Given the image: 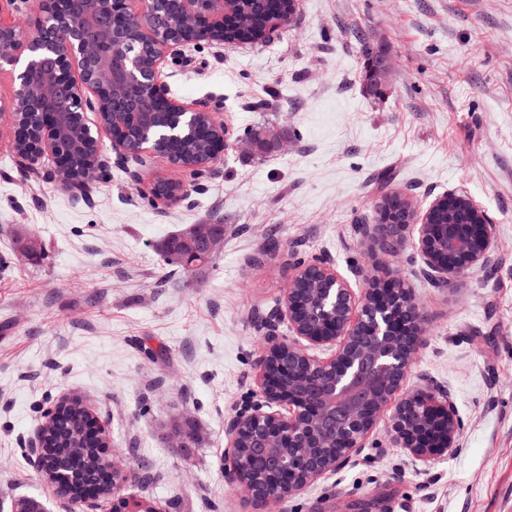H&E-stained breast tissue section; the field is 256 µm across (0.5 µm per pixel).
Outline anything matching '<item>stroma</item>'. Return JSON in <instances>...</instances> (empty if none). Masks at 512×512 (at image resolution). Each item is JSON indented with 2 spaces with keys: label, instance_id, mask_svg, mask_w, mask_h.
Here are the masks:
<instances>
[{
  "label": "stroma",
  "instance_id": "1",
  "mask_svg": "<svg viewBox=\"0 0 512 512\" xmlns=\"http://www.w3.org/2000/svg\"><path fill=\"white\" fill-rule=\"evenodd\" d=\"M365 41L391 67L380 99L361 79ZM161 78L222 114L231 144L211 173L111 153L74 190L52 155L21 172L0 131V512L21 496L65 512L26 450L36 404L76 395L126 460V495L175 512H512V0H298L273 40L181 44ZM254 127L278 148L242 147ZM159 178L182 182V200H156ZM448 193L490 216L496 247L439 286L416 227L392 260L369 233L384 196L421 214ZM194 224L223 225L224 242L185 278L162 247ZM19 236L42 243L38 260ZM315 256L357 295L368 276L405 281L426 332L401 391L441 390L458 436L425 465L382 413L336 471L257 507L223 469L225 426L254 399L261 320L294 262ZM176 420L196 427L195 446L169 442Z\"/></svg>",
  "mask_w": 512,
  "mask_h": 512
}]
</instances>
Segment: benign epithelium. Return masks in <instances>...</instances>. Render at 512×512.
<instances>
[{
  "instance_id": "obj_1",
  "label": "benign epithelium",
  "mask_w": 512,
  "mask_h": 512,
  "mask_svg": "<svg viewBox=\"0 0 512 512\" xmlns=\"http://www.w3.org/2000/svg\"><path fill=\"white\" fill-rule=\"evenodd\" d=\"M23 0H0V71L8 65L16 67L22 57H31L45 50L48 57L27 61L23 70L14 75L15 90L8 101L0 100V118H7L12 133L13 152L24 167L35 164L49 153L57 156L60 135L57 129L58 113L49 104L53 90L63 84L75 104L86 142L90 146L80 173L69 184L83 186L105 165L103 137H108L112 152L121 158L153 155L168 167L199 177L224 156L228 147V128L217 113L198 103L185 104L169 96L159 81L161 65L169 51L180 41L169 33L170 20L165 0H95L97 12L80 17L67 15L58 18L55 25L49 19L55 13L57 0H40L37 14L28 17L20 3ZM183 15L191 26L194 42H215L213 29L224 25V0H182ZM121 17L138 38L152 47L148 66H143L128 45H117L115 17ZM389 63L382 57L368 64L364 75L367 89L385 93ZM135 95L142 99H163L172 117L165 135L179 137L186 126L200 114L218 133V142L212 154L199 164L189 167L159 148V141L144 136L140 146L131 150L112 132V125L104 120L110 111L112 97ZM26 123L38 130L35 148L20 151L17 131ZM184 185L180 181L159 179L153 194L168 204L178 202ZM448 208V223H434L435 213ZM389 209L380 214L383 233L378 238L380 252L391 257L398 252L403 240L401 232L414 223L410 204L402 207L401 219L392 221ZM415 248L423 263L440 284L459 278L464 272L482 265L494 247L491 221L471 199L449 193L435 199L425 210L419 227ZM295 274L284 288L282 306L262 320L267 329L266 347L260 359L257 387L263 401L238 411L227 423L229 437L224 449V470L252 501L273 502L300 491L310 482L335 470L364 444L375 425L378 414L390 409L394 439L424 463L454 448L456 417L447 400L432 387L418 390L401 399L396 398L399 385H394L391 396L377 404V415L361 422L350 431L333 435L344 443L342 456L331 463H322L306 455L293 459L280 449L292 445L317 448L321 438L318 423L324 417L336 420L350 415L354 409L372 399L375 376L383 373L388 362L397 356L395 342L403 340L415 350L422 333V315L410 289L393 277L370 279L364 296L355 298L348 283L323 259L298 261ZM316 276L328 287V293L319 303L322 313L320 330L307 332L299 320L300 303L296 300L297 287L309 276ZM288 319L295 335L313 347L338 346L334 355L325 360L313 357L307 349L275 337V323ZM290 355L288 366L302 364L314 376L331 367L336 378L328 392L315 400L308 391L309 383L295 392L277 386L278 361ZM278 404L288 414L268 412L265 407ZM406 405L419 407L428 417L435 418L443 429L434 433H413L403 420ZM264 425L273 433V443L258 447L273 459L270 479L258 483L241 459V434L254 424ZM98 438L104 439L99 448L101 473L112 487V512H141L136 498L124 494L129 470L113 457L109 436L101 425H96Z\"/></svg>"
}]
</instances>
